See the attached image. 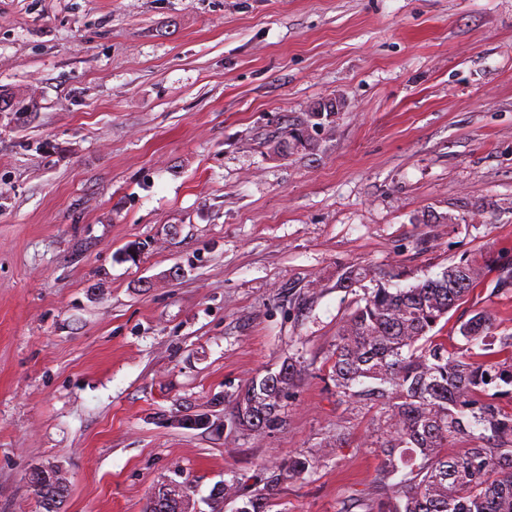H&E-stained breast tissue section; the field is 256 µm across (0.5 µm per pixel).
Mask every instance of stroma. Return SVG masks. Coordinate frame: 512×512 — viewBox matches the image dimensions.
Here are the masks:
<instances>
[{"label": "stroma", "instance_id": "stroma-1", "mask_svg": "<svg viewBox=\"0 0 512 512\" xmlns=\"http://www.w3.org/2000/svg\"><path fill=\"white\" fill-rule=\"evenodd\" d=\"M0 90L33 105L0 112V512H39L47 462L62 512L169 481L212 512L299 454L320 465L273 512H367L378 410L329 355L369 289L512 261V0H0ZM328 98L312 146L270 150ZM498 275L449 349L476 310L512 334ZM287 359L283 429L179 427Z\"/></svg>", "mask_w": 512, "mask_h": 512}]
</instances>
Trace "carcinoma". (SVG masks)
<instances>
[{
  "label": "carcinoma",
  "mask_w": 512,
  "mask_h": 512,
  "mask_svg": "<svg viewBox=\"0 0 512 512\" xmlns=\"http://www.w3.org/2000/svg\"><path fill=\"white\" fill-rule=\"evenodd\" d=\"M334 116L309 111L273 149L304 148ZM483 268L467 258L441 276L408 288H374L347 315L331 353L336 392L375 405L372 445L382 498L376 512H512V334H493L490 313L475 310L458 324L466 347L450 352L431 332L475 288ZM302 380L293 361L253 377L238 394L231 423L256 436L286 425L285 401ZM469 446L450 451L458 441ZM309 455L267 469L263 493L245 496L224 483L238 512H270L281 485L317 469ZM43 512H60L66 492L49 482L32 487Z\"/></svg>",
  "instance_id": "obj_1"
}]
</instances>
